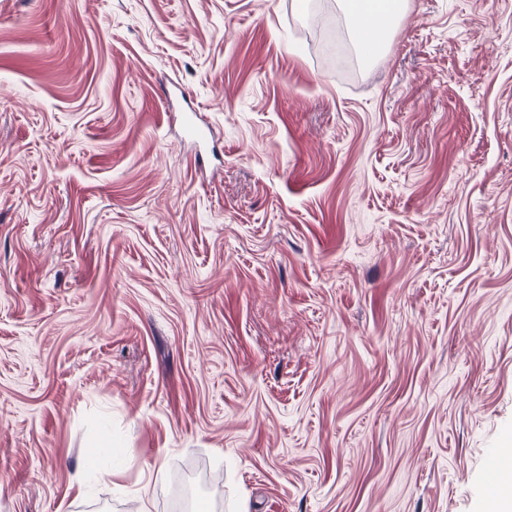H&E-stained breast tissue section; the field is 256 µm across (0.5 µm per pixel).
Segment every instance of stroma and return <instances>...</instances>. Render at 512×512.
I'll list each match as a JSON object with an SVG mask.
<instances>
[{"label": "stroma", "mask_w": 512, "mask_h": 512, "mask_svg": "<svg viewBox=\"0 0 512 512\" xmlns=\"http://www.w3.org/2000/svg\"><path fill=\"white\" fill-rule=\"evenodd\" d=\"M405 2L0 0V512H488L512 0ZM342 9L354 23V34L361 49L376 47L387 30L392 15L399 9L396 0H341Z\"/></svg>", "instance_id": "stroma-1"}]
</instances>
